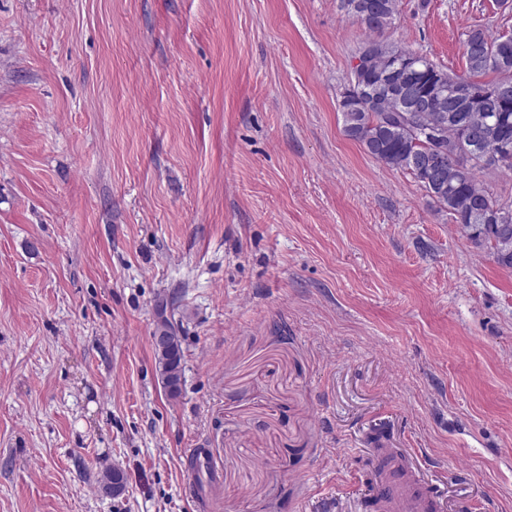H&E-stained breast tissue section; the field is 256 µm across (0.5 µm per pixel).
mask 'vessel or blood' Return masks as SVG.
Listing matches in <instances>:
<instances>
[{
  "label": "vessel or blood",
  "instance_id": "vessel-or-blood-1",
  "mask_svg": "<svg viewBox=\"0 0 512 512\" xmlns=\"http://www.w3.org/2000/svg\"><path fill=\"white\" fill-rule=\"evenodd\" d=\"M369 455L373 474L364 498L376 501L379 512H447V498L401 449L378 439L372 441ZM184 460L185 481L190 490H197L201 476L211 471L209 456L205 449L189 448Z\"/></svg>",
  "mask_w": 512,
  "mask_h": 512
}]
</instances>
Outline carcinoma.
Masks as SVG:
<instances>
[{"label":"carcinoma","instance_id":"1","mask_svg":"<svg viewBox=\"0 0 512 512\" xmlns=\"http://www.w3.org/2000/svg\"><path fill=\"white\" fill-rule=\"evenodd\" d=\"M375 5L363 19L361 6ZM340 7L364 26L363 48L374 62L350 73V89L341 95L343 131L369 156L415 179L453 223L478 248H487L497 264L512 268V201L494 195L480 174L512 169V156H498L512 144V99L495 94L496 85L512 81V32L489 37L482 26L462 41L466 72L452 73L423 55L405 77L410 98L390 92L385 59L403 46L383 39L398 12V0H340ZM454 124L455 135L441 141L422 135ZM183 351L177 334L158 359L167 374L169 396L180 395Z\"/></svg>","mask_w":512,"mask_h":512}]
</instances>
